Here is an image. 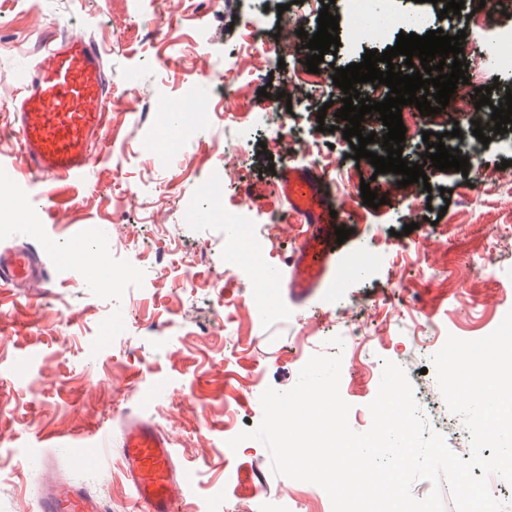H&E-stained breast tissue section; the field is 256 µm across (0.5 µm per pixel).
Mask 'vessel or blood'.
<instances>
[{
  "label": "vessel or blood",
  "mask_w": 512,
  "mask_h": 512,
  "mask_svg": "<svg viewBox=\"0 0 512 512\" xmlns=\"http://www.w3.org/2000/svg\"><path fill=\"white\" fill-rule=\"evenodd\" d=\"M107 106L104 61L93 41L72 37L44 46L14 102L20 145L14 166L47 182L81 181L96 160L93 147L104 134ZM292 192L301 207L284 212L279 224L290 228L298 215L304 217L306 228L283 266L269 272L266 284H286L289 296L303 304L317 289L335 285L340 252L335 229L348 223L352 207L346 203L329 208L312 178L296 180ZM37 276L30 252H0V288H13ZM122 458L137 512H182L187 477L177 474L172 444L164 432L151 422L131 420L123 431ZM29 460L43 472L38 512H109L102 497L58 476L51 450H37Z\"/></svg>",
  "instance_id": "vessel-or-blood-1"
}]
</instances>
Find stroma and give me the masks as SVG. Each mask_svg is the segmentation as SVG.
I'll use <instances>...</instances> for the list:
<instances>
[{"mask_svg":"<svg viewBox=\"0 0 512 512\" xmlns=\"http://www.w3.org/2000/svg\"><path fill=\"white\" fill-rule=\"evenodd\" d=\"M254 2L0 0V157L19 150L12 99L43 44L66 36L94 41L112 99L98 159L83 181L44 187L16 172L7 178L22 198L40 192L44 201L0 219V249L37 253L47 283L33 300L20 294L0 300V512H36L40 474L25 458L50 438L67 439L72 448L102 441L99 466L75 469L64 455L57 466L105 498L110 512H132L121 466L122 433L131 418L150 420L169 435L176 469L189 475L187 512H333L319 486L274 474L261 442L227 446L260 424L264 390L291 389L315 354L341 356L340 394L351 406L353 430L370 428L368 405L391 361L408 375L427 431L441 433L454 453L469 445L462 419L438 385L429 384L433 360L418 354L416 339L426 337L433 348L451 335L479 339L512 310V245L498 237L501 227L512 226V207L499 186V166L512 153L495 139L478 149L476 177L490 197L473 203L463 231L459 215L471 188L459 172L434 170L427 183L393 187L376 208L354 203L339 285L304 305L278 288L277 314L260 319L246 270H226L223 224L189 223L184 213L198 206V182L211 178L225 210L272 223L288 208L278 172L287 154L299 169L315 168L333 197L342 198L329 165L352 148L340 133L318 131L316 115L331 98L327 76L361 62L366 46L342 41L332 63L309 74L300 60L281 61L276 34L282 25L316 31L317 13L298 0H264L271 38L255 54L247 37ZM228 71L240 89L230 101L224 98ZM297 74L310 77L308 97L260 96V88L283 86ZM188 94L208 105L207 124L179 153L151 152L153 104ZM273 110L323 146L322 156L285 144L273 123L239 146L230 122ZM248 188L258 192L250 203ZM89 224L111 225L116 265L138 272L121 292L84 276L92 255L80 262L63 255L84 241ZM407 224L413 230L406 235ZM369 248L374 257L356 268ZM160 249L166 252L161 273L154 258ZM399 251L428 262L430 273L400 275L390 262ZM491 254L493 266L470 270L471 262ZM352 335L356 343L342 350L341 337ZM254 475L262 491L252 489Z\"/></svg>","mask_w":512,"mask_h":512,"instance_id":"35a3bbf8","label":"stroma"}]
</instances>
